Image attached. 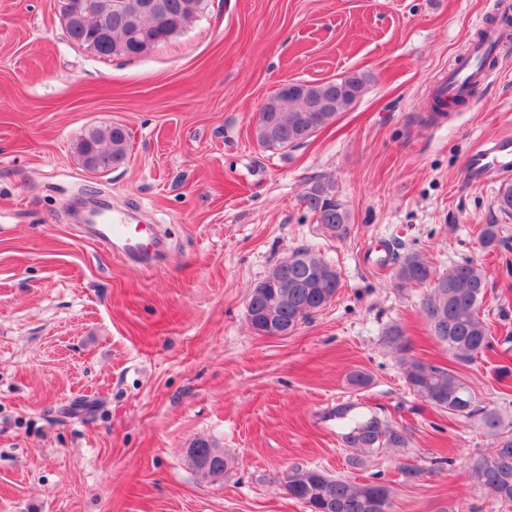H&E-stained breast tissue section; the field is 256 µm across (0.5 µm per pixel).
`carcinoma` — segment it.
<instances>
[{
  "label": "carcinoma",
  "instance_id": "1",
  "mask_svg": "<svg viewBox=\"0 0 512 512\" xmlns=\"http://www.w3.org/2000/svg\"><path fill=\"white\" fill-rule=\"evenodd\" d=\"M130 2L132 0H112V13L107 17L112 39L94 49L97 55L103 58L145 55L181 32L203 7V0H164L172 17L171 24L156 32L151 21H144L150 41L138 47L127 39L125 11L120 8ZM96 24L97 19L91 17L84 27H66L70 41L85 45ZM364 86L365 77L352 72L327 84L307 82L298 92L291 88L278 89L270 96L276 119L260 134L258 143L274 150L284 149L290 142L297 146L305 143L351 107L361 97ZM76 152L81 160L87 155L96 157L108 169L119 166L127 159L128 133L119 125L91 128L77 142ZM302 201L316 217V222L327 226L329 237L341 240L348 236L350 212L339 198L334 183L315 182L302 196ZM479 240L483 249L494 250L499 243V225H483ZM296 254L302 260L286 267L275 266L280 278L294 284L288 289V305H278V289L264 288L260 295L250 299L254 324H263L274 306L278 307L281 321L302 324L338 294L341 279L336 269L325 272L323 281L313 283L309 280L305 259L315 258L318 253L304 247L297 249ZM380 264L391 267L394 280L402 288L431 286L423 300L422 313L431 335L448 349L452 361L466 366L493 348L488 326L480 316L487 295V279L481 264L467 260L439 273L420 253L394 250L386 253ZM403 341V331L397 326L390 328L385 336L387 346L400 355L409 390L458 423L476 422L493 439L494 448L473 462L467 479L495 499L512 502V422L504 423L497 410L483 405L456 369L405 356ZM329 417L336 421L343 447L353 450L347 458L353 468L362 466L364 458L384 448H404L409 443L405 426L376 412L357 411L353 404L336 406ZM187 457L202 474L211 478L224 476V453L212 444L198 442L187 452ZM290 471L288 496L306 505L310 512H372L375 503L383 506L384 512H391L390 492L384 484L335 477L314 468L295 466Z\"/></svg>",
  "mask_w": 512,
  "mask_h": 512
}]
</instances>
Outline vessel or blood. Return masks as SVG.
Returning <instances> with one entry per match:
<instances>
[{"instance_id":"obj_1","label":"vessel or blood","mask_w":512,"mask_h":512,"mask_svg":"<svg viewBox=\"0 0 512 512\" xmlns=\"http://www.w3.org/2000/svg\"><path fill=\"white\" fill-rule=\"evenodd\" d=\"M499 47L494 30H487L482 45L475 47L465 62L457 64L440 82L438 91L448 99L466 92L468 87L483 81ZM512 156V139L501 138L487 143L471 160L474 173L481 178L492 176L502 159ZM91 222L96 238L125 258L149 260L161 246L155 226L128 224L109 210L94 214Z\"/></svg>"}]
</instances>
